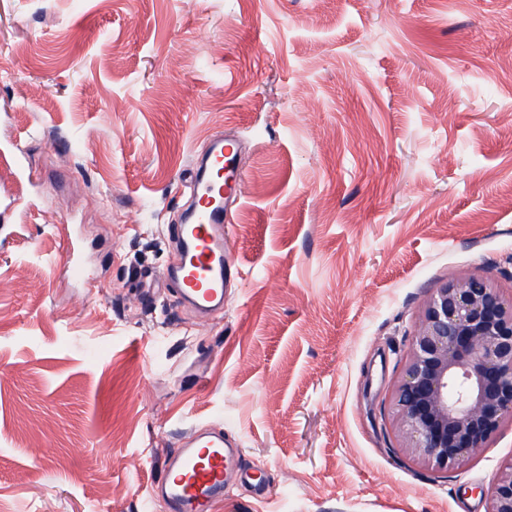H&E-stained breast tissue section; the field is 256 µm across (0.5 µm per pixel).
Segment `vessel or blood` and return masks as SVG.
Returning <instances> with one entry per match:
<instances>
[{
	"label": "vessel or blood",
	"instance_id": "1",
	"mask_svg": "<svg viewBox=\"0 0 512 512\" xmlns=\"http://www.w3.org/2000/svg\"><path fill=\"white\" fill-rule=\"evenodd\" d=\"M240 147L239 141L220 135L194 160L188 181L191 203L173 228L177 260L170 275L180 301L202 314L223 308L224 283L235 265L225 248V226L245 183ZM236 453L223 429L194 434L165 461L148 490V505L161 500L169 512H212L224 497Z\"/></svg>",
	"mask_w": 512,
	"mask_h": 512
}]
</instances>
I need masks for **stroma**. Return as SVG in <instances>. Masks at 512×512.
<instances>
[{
    "instance_id": "stroma-1",
    "label": "stroma",
    "mask_w": 512,
    "mask_h": 512,
    "mask_svg": "<svg viewBox=\"0 0 512 512\" xmlns=\"http://www.w3.org/2000/svg\"><path fill=\"white\" fill-rule=\"evenodd\" d=\"M220 132L243 274L202 320L169 227ZM4 144L0 512H145L212 427L271 491L216 512H486L512 428L433 473L383 398L432 288L512 289V0H0Z\"/></svg>"
}]
</instances>
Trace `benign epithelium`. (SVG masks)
Here are the masks:
<instances>
[{
	"label": "benign epithelium",
	"mask_w": 512,
	"mask_h": 512,
	"mask_svg": "<svg viewBox=\"0 0 512 512\" xmlns=\"http://www.w3.org/2000/svg\"><path fill=\"white\" fill-rule=\"evenodd\" d=\"M396 450L446 473L512 425V296L472 274L433 289L389 385ZM487 512H512V460L487 489Z\"/></svg>",
	"instance_id": "7a95c632"
}]
</instances>
